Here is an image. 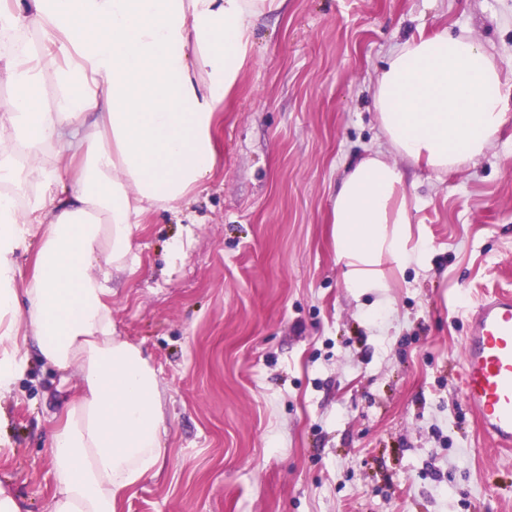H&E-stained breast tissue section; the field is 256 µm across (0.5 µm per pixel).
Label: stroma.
Listing matches in <instances>:
<instances>
[{"label":"stroma","instance_id":"obj_1","mask_svg":"<svg viewBox=\"0 0 512 512\" xmlns=\"http://www.w3.org/2000/svg\"><path fill=\"white\" fill-rule=\"evenodd\" d=\"M468 32L512 78V0H288L221 103L220 163L179 211L140 217L112 274L117 335L153 359L158 476L120 512H512V452L459 379L468 316L512 292V108L485 156L403 165L425 251L345 288L331 211L381 132L369 91L419 33ZM81 389L29 351L0 397V484L53 494L49 435Z\"/></svg>","mask_w":512,"mask_h":512}]
</instances>
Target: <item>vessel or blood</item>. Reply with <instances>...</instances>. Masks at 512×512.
I'll return each instance as SVG.
<instances>
[{
	"instance_id": "b4317fda",
	"label": "vessel or blood",
	"mask_w": 512,
	"mask_h": 512,
	"mask_svg": "<svg viewBox=\"0 0 512 512\" xmlns=\"http://www.w3.org/2000/svg\"><path fill=\"white\" fill-rule=\"evenodd\" d=\"M463 392L497 447L512 448V294L489 296L471 311L463 342Z\"/></svg>"
}]
</instances>
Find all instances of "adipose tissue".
I'll return each instance as SVG.
<instances>
[{
  "label": "adipose tissue",
  "instance_id": "obj_1",
  "mask_svg": "<svg viewBox=\"0 0 512 512\" xmlns=\"http://www.w3.org/2000/svg\"><path fill=\"white\" fill-rule=\"evenodd\" d=\"M287 3L0 0V82L12 90L0 101V395L31 346L82 384L50 435L47 512H117L163 462L156 371L115 334L111 275L132 262L135 218L179 209L218 165L216 108L258 20ZM371 93L384 146L348 167L332 205L344 282L358 291L417 249L401 163L439 175L476 164L512 80L472 36L422 33L391 49ZM33 238L24 276L15 254Z\"/></svg>",
  "mask_w": 512,
  "mask_h": 512
}]
</instances>
